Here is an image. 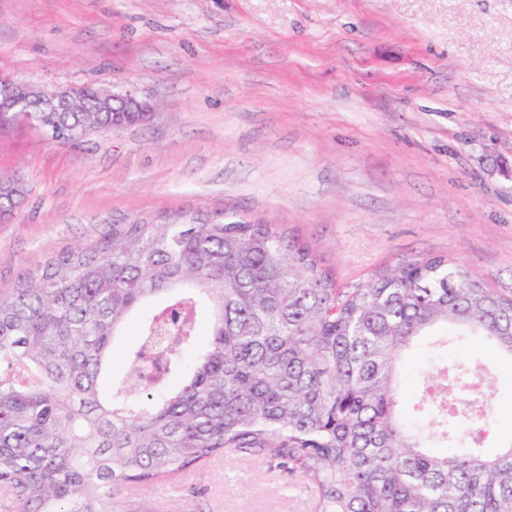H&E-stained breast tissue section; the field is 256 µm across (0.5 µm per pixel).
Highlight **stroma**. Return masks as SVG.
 I'll use <instances>...</instances> for the list:
<instances>
[{"instance_id": "stroma-1", "label": "stroma", "mask_w": 512, "mask_h": 512, "mask_svg": "<svg viewBox=\"0 0 512 512\" xmlns=\"http://www.w3.org/2000/svg\"><path fill=\"white\" fill-rule=\"evenodd\" d=\"M153 99L144 127L70 146L0 133L26 201L0 223V290L136 220L234 212L308 244L337 287L449 255L512 297V0H0V74ZM494 449L512 362L484 349ZM156 512H306L228 454Z\"/></svg>"}]
</instances>
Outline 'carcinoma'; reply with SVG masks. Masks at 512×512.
<instances>
[{"label": "carcinoma", "instance_id": "carcinoma-1", "mask_svg": "<svg viewBox=\"0 0 512 512\" xmlns=\"http://www.w3.org/2000/svg\"><path fill=\"white\" fill-rule=\"evenodd\" d=\"M85 96L89 112L0 97V131H112ZM24 193L0 195L1 222ZM439 332L405 407V356ZM475 337L512 360V298L448 256L343 291L271 224H121L0 293V490L19 512H153L131 491L240 453L309 488L310 512H512V439L485 453L478 357L448 358Z\"/></svg>", "mask_w": 512, "mask_h": 512}]
</instances>
